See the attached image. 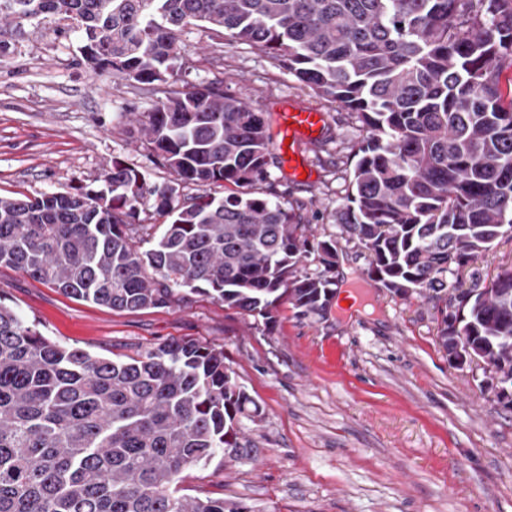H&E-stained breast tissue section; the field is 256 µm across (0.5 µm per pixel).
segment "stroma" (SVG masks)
I'll use <instances>...</instances> for the list:
<instances>
[{
	"label": "stroma",
	"instance_id": "obj_1",
	"mask_svg": "<svg viewBox=\"0 0 512 512\" xmlns=\"http://www.w3.org/2000/svg\"><path fill=\"white\" fill-rule=\"evenodd\" d=\"M80 44L42 25L0 65L1 196L100 189L115 160L173 182L150 162L133 120L157 93L79 64ZM180 45L178 89L219 83L270 116L285 101L327 115L329 137L307 153L317 180L288 179L273 156L257 192L304 202L316 239L337 241L341 274L328 312L304 315L285 302L270 330L204 296L115 312L6 266L0 300L45 336L93 354L180 339L223 346L260 414L241 425L244 454L185 472L188 495L249 512H512V409L484 392L482 364L457 366L440 347L434 303L364 287L367 261L336 222L356 115L249 45L224 44L198 26Z\"/></svg>",
	"mask_w": 512,
	"mask_h": 512
}]
</instances>
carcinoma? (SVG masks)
Segmentation results:
<instances>
[{"mask_svg":"<svg viewBox=\"0 0 512 512\" xmlns=\"http://www.w3.org/2000/svg\"><path fill=\"white\" fill-rule=\"evenodd\" d=\"M81 37L80 60L139 84L176 75L180 36L201 26L251 45L316 95L357 114L361 138L336 221L368 279L398 297L448 300L439 344L484 352L512 378V266L484 288L448 283L512 231V0H0V64L32 25ZM153 163L184 184H232L178 200L114 160L104 188L0 196V265L118 312L206 296L277 322L289 301L321 315L336 295V242L303 206L253 196L267 178L265 113L219 86L168 89L141 121ZM149 209L158 233L139 223ZM317 253L322 271L300 266ZM259 409L224 347L162 343L94 355L43 335L0 300V512H249L186 497L184 471L240 452Z\"/></svg>","mask_w":512,"mask_h":512,"instance_id":"carcinoma-1","label":"carcinoma"}]
</instances>
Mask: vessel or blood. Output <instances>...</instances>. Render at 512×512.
Here are the masks:
<instances>
[{
	"label": "vessel or blood",
	"instance_id": "obj_1",
	"mask_svg": "<svg viewBox=\"0 0 512 512\" xmlns=\"http://www.w3.org/2000/svg\"><path fill=\"white\" fill-rule=\"evenodd\" d=\"M328 119L324 112L284 103L275 114L278 156L282 169L294 180L314 182L316 172L311 169L306 154L319 143L325 133Z\"/></svg>",
	"mask_w": 512,
	"mask_h": 512
}]
</instances>
